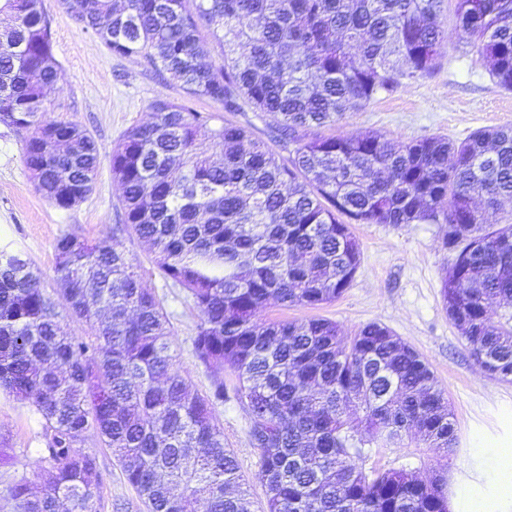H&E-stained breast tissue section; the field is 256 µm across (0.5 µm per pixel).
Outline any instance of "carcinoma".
I'll return each mask as SVG.
<instances>
[{
    "label": "carcinoma",
    "mask_w": 512,
    "mask_h": 512,
    "mask_svg": "<svg viewBox=\"0 0 512 512\" xmlns=\"http://www.w3.org/2000/svg\"><path fill=\"white\" fill-rule=\"evenodd\" d=\"M34 0H0V122L26 132L37 189L68 209L88 196L94 137L43 118L57 79L48 20ZM454 33L512 91V0H453ZM443 0H91L84 31L121 57H144L189 99L277 118L284 160L233 121L157 100L149 122L112 149L123 223L148 242L159 274L200 314L193 355L211 374L191 391L171 353L170 323L126 253L105 236L54 245L57 287L0 251V388L45 421L40 483L9 484L17 512H96L101 475L82 450H112L148 512H248L217 410L243 404L260 450L266 512H448V480L406 469L366 471L371 449L409 430L430 448L456 444L453 413L429 365L371 322L345 344L323 318L263 322L271 300L318 306L361 265L352 224H448L456 252L442 278L448 314L473 360L512 379V224L484 212L512 204V128L460 142L396 144L382 134L322 133L405 81L431 74L450 35ZM206 27L223 45L204 64ZM63 306L85 335L65 330ZM237 377L233 391L224 367Z\"/></svg>",
    "instance_id": "cac0c4a2"
}]
</instances>
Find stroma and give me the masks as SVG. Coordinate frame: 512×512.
Returning <instances> with one entry per match:
<instances>
[{
  "label": "stroma",
  "instance_id": "obj_1",
  "mask_svg": "<svg viewBox=\"0 0 512 512\" xmlns=\"http://www.w3.org/2000/svg\"><path fill=\"white\" fill-rule=\"evenodd\" d=\"M51 23L59 82L48 91V118L85 128L100 150L92 193L62 209L39 192L23 159V140L0 123V248L21 256L42 274L45 288H55L54 244L73 233L87 240L113 234L122 221L121 189L112 177L113 146L133 126L150 121L161 98L190 102L199 112L221 113L208 100L188 101L184 90L141 57L110 54L100 38L82 31L65 0H43ZM512 126V92L500 88L477 63L470 46L453 40L442 50L435 71L406 81L348 112L337 132H377L400 143L442 135L460 141L477 130ZM352 230L362 262L351 285L336 301L315 309L285 308L271 302L260 319H304L313 315L336 322L350 338L363 325L377 322L413 347L429 364L451 406L457 443L453 454L420 442L382 448L369 464L405 468L430 476L448 470V512H512L500 497V484L512 465V381H498L469 356L465 340L451 320L441 296V279L454 261L444 238V224H356ZM117 243L137 267L146 288L160 299L170 320L171 351L192 388L205 392L210 377L192 355V338L200 320L182 288L155 272V255L140 240L119 235ZM224 442L251 488L250 512H264L266 493L258 480L259 450L248 435L249 419L236 399L220 407ZM44 422L28 403L0 391V448L9 449L12 465L0 466V512H13L7 478L21 470L39 481L43 464ZM85 452L96 457L102 475L98 512H115L120 503L146 512L109 448L88 438Z\"/></svg>",
  "mask_w": 512,
  "mask_h": 512
}]
</instances>
